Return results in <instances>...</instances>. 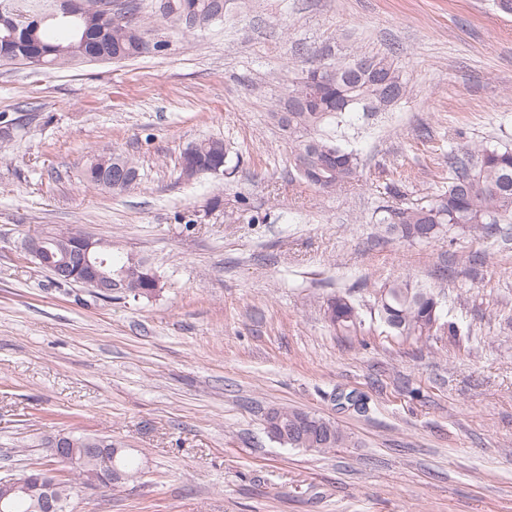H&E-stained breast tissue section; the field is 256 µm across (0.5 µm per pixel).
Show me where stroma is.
Returning a JSON list of instances; mask_svg holds the SVG:
<instances>
[{
    "label": "stroma",
    "mask_w": 512,
    "mask_h": 512,
    "mask_svg": "<svg viewBox=\"0 0 512 512\" xmlns=\"http://www.w3.org/2000/svg\"><path fill=\"white\" fill-rule=\"evenodd\" d=\"M389 56L410 91L347 117L359 178H296L273 104L302 70ZM0 477L56 467L62 433L110 436L142 462L122 488L76 487L73 512H512V244L385 232L383 208L424 204L449 150L512 147V13L496 0H233L167 51L65 68L0 63ZM237 166L179 176L191 143ZM119 151L140 179L83 176ZM69 229L137 254L149 299L60 285L22 246ZM430 289L453 336L403 339L375 296ZM364 323L344 335L329 300ZM362 395L364 409L339 394ZM273 406L335 421L343 448L281 445ZM111 167L112 184L102 179L103 169L109 170ZM84 175L86 181L91 185L109 192H122L135 185L139 179V168L130 156L113 151L109 155L94 157L87 166Z\"/></svg>",
    "instance_id": "obj_1"
}]
</instances>
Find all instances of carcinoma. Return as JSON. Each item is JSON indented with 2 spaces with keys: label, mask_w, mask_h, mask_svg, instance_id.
Instances as JSON below:
<instances>
[{
  "label": "carcinoma",
  "mask_w": 512,
  "mask_h": 512,
  "mask_svg": "<svg viewBox=\"0 0 512 512\" xmlns=\"http://www.w3.org/2000/svg\"><path fill=\"white\" fill-rule=\"evenodd\" d=\"M87 16L83 19L57 18L41 12L26 32L12 35L0 23V62H22L43 68L63 67L74 62L122 60L146 53L143 39L149 26L159 23L175 33H194L224 20L227 0H128L122 14L123 24L112 25L102 19V0H86ZM288 91L310 96L309 106L288 112L273 111L269 118L289 136L306 138L296 141L291 150L292 167L311 186L321 188V181H333L340 190L350 185L359 174L360 158L353 150L339 146L322 134L334 123H344L345 115L362 107L365 112H378L407 94V84L393 60L385 55L359 54L349 62L332 65L331 72L318 76L302 72ZM229 149L220 139H207L190 144L183 151L180 172L190 168L194 175H207L218 168L227 171ZM448 185L424 206L385 210L376 223L386 224L399 237L407 240H429L450 235L458 230L472 232L482 238L512 236V149L474 144L448 152ZM88 183L109 192L130 189L139 179L135 161L123 154L98 155L85 172ZM380 319L396 335L408 338L436 336L446 331L457 334L454 323L440 322L438 301L434 294L396 279L380 289ZM331 324L350 334L363 325L357 309L343 296L331 298L327 307ZM298 410L272 407L265 417L268 433L280 444L291 448L327 450L342 448L348 435L335 422L311 415V434L306 440L295 432ZM78 445L76 453L58 458L63 465L53 475L55 493L61 500V512H67L74 485H88L96 479L104 487L112 484L111 468L127 474H140L137 456L121 448L112 467L103 458L82 452L88 444L100 448L114 445L112 438L95 434H70ZM40 491L11 496L0 509L4 512H39Z\"/></svg>",
  "instance_id": "cac0c4a2"
}]
</instances>
